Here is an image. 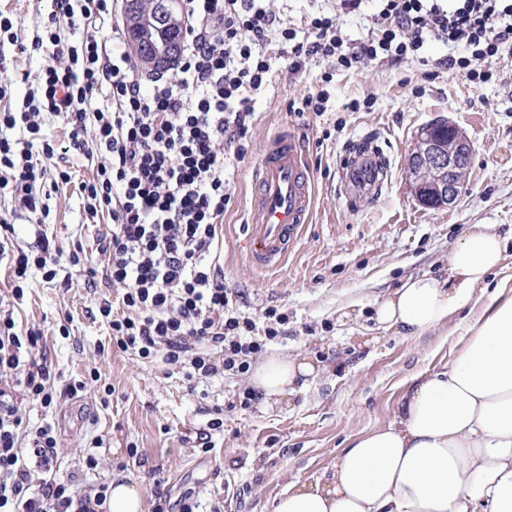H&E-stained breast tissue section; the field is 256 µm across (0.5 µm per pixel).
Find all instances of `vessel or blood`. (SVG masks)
Returning <instances> with one entry per match:
<instances>
[{
  "label": "vessel or blood",
  "instance_id": "1",
  "mask_svg": "<svg viewBox=\"0 0 512 512\" xmlns=\"http://www.w3.org/2000/svg\"><path fill=\"white\" fill-rule=\"evenodd\" d=\"M312 205L307 152L295 134H279L251 174L245 224L248 262L258 269L280 265L297 243Z\"/></svg>",
  "mask_w": 512,
  "mask_h": 512
}]
</instances>
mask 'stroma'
<instances>
[{"label":"stroma","mask_w":512,"mask_h":512,"mask_svg":"<svg viewBox=\"0 0 512 512\" xmlns=\"http://www.w3.org/2000/svg\"><path fill=\"white\" fill-rule=\"evenodd\" d=\"M52 9L51 0H0V15L22 22L0 46L6 55L0 83L11 87L10 106L21 105L38 83L46 61L32 45ZM268 52L272 79L253 96L244 151L224 153L230 201L220 263L240 310L287 311L288 334L268 346L267 357L306 356L323 370L280 404L239 406L251 389L249 374H219L190 387L161 361L113 346L98 311L106 288H90L82 268L67 267L49 283L31 272L14 310L18 328L41 329L39 350L59 383L101 375L53 415L63 447L61 478L85 487L118 474L140 489L149 507L160 477L172 497L192 495L198 512H209L217 501L224 512H272L289 482L320 474L352 436L394 418L409 379L441 369L468 315L463 309L446 326L404 336L378 329L376 301L406 277L445 275L454 244L475 225L493 224L512 237V47L502 50L485 82L444 67L448 46L435 40L400 65L374 62L349 70L309 58L294 73L277 44ZM317 94L324 99L322 113L292 111L291 102ZM441 120L464 133L473 155L458 200L430 209L417 200L406 161L421 128ZM288 131L305 143L314 209L284 263L261 272L242 248L249 175L275 136ZM363 145L380 157L381 185L344 188L345 169ZM52 164L71 180L49 187L46 231L60 250L83 245L103 267L96 240L107 226L89 225L80 195L98 161L74 152ZM218 406L224 427L213 432L206 453L198 435ZM97 436L103 443L91 448ZM90 451L99 460L93 470L79 462Z\"/></svg>","instance_id":"obj_1"}]
</instances>
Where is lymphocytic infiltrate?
Listing matches in <instances>:
<instances>
[{
  "label": "lymphocytic infiltrate",
  "mask_w": 512,
  "mask_h": 512,
  "mask_svg": "<svg viewBox=\"0 0 512 512\" xmlns=\"http://www.w3.org/2000/svg\"><path fill=\"white\" fill-rule=\"evenodd\" d=\"M378 2L372 30L347 48L338 20L363 0H337L332 12L302 27L287 24L267 0H185L187 40L174 84L160 72L142 76L128 55L108 54L101 32L112 19V0H54L81 37L64 43L50 31L37 40L34 49L48 63L36 92L22 110H0V191L35 224L37 245L33 251L15 245L11 224L0 225V261L9 262L15 282L0 305V512H107L108 485L81 489L58 478L62 451L54 422L30 429L19 414L18 396L48 409L87 388L82 380L56 386L46 361L33 355L41 331L15 330L13 307L23 300L30 270L51 282L63 264L80 265L88 277L120 286L118 301L99 304L113 343L161 360L189 381L246 373L268 342L285 335L288 315L277 307L257 318L239 312L219 264L227 203L222 150L243 149L252 94L270 76L271 33H278L295 73L310 57L333 58L345 68L400 61L431 36L464 48V55L449 57V68L485 80L500 48L512 43V0ZM99 92L108 102L96 107ZM45 114L68 127L65 146L101 158L80 194L89 218H112L110 231L97 239L103 269L82 247L66 254L52 248L44 229L50 208L38 190L47 181V160L62 146L44 134Z\"/></svg>",
  "instance_id": "lymphocytic-infiltrate-1"
}]
</instances>
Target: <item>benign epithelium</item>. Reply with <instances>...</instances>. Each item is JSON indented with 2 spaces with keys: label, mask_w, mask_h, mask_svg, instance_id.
Segmentation results:
<instances>
[{
  "label": "benign epithelium",
  "mask_w": 512,
  "mask_h": 512,
  "mask_svg": "<svg viewBox=\"0 0 512 512\" xmlns=\"http://www.w3.org/2000/svg\"><path fill=\"white\" fill-rule=\"evenodd\" d=\"M124 22L138 45L140 62L152 68L165 66L171 57H161L152 48L149 25H166L168 0H122ZM448 141L431 129L422 130L408 158V176L419 202L440 208L454 204L459 196L457 174L470 166L471 146L458 128L448 125Z\"/></svg>",
  "instance_id": "benign-epithelium-1"
}]
</instances>
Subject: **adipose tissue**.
<instances>
[{"instance_id":"obj_1","label":"adipose tissue","mask_w":512,"mask_h":512,"mask_svg":"<svg viewBox=\"0 0 512 512\" xmlns=\"http://www.w3.org/2000/svg\"><path fill=\"white\" fill-rule=\"evenodd\" d=\"M506 248L493 225H477L454 246L447 276L408 277L377 303L380 326L418 336L488 294L441 370L413 379L395 419L290 483L273 512H512V275L487 284ZM315 372L304 358H271L251 382L270 403Z\"/></svg>"}]
</instances>
